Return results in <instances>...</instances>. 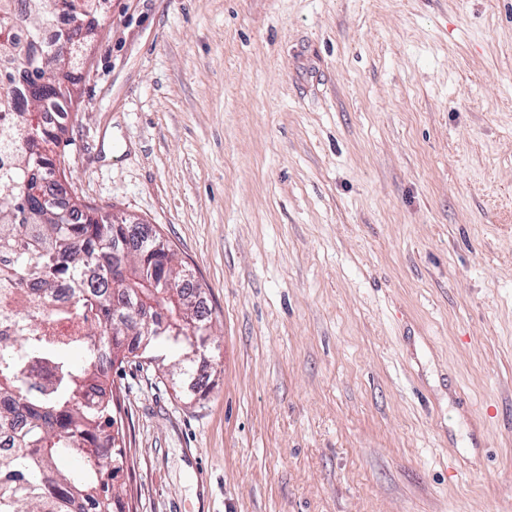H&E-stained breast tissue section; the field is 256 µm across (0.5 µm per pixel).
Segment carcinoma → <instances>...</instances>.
Instances as JSON below:
<instances>
[{
  "label": "carcinoma",
  "instance_id": "obj_1",
  "mask_svg": "<svg viewBox=\"0 0 512 512\" xmlns=\"http://www.w3.org/2000/svg\"><path fill=\"white\" fill-rule=\"evenodd\" d=\"M76 21L73 0H0V434L15 452L0 455V512H116L124 497L94 469L84 443L112 461L123 436L112 370L135 353L118 337L150 329L148 345L179 351L171 368L198 386L211 320L187 269L160 234L143 237L101 207L49 204L30 193L65 175L52 154L69 113L47 125L41 114L72 101L63 84L73 47L43 32L58 18ZM166 262L165 284L151 272ZM77 322L53 336L40 321Z\"/></svg>",
  "mask_w": 512,
  "mask_h": 512
}]
</instances>
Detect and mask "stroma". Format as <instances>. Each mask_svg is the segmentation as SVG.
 <instances>
[{
    "label": "stroma",
    "mask_w": 512,
    "mask_h": 512,
    "mask_svg": "<svg viewBox=\"0 0 512 512\" xmlns=\"http://www.w3.org/2000/svg\"><path fill=\"white\" fill-rule=\"evenodd\" d=\"M69 197L201 286L125 364L134 512H512V0H104Z\"/></svg>",
    "instance_id": "1"
}]
</instances>
